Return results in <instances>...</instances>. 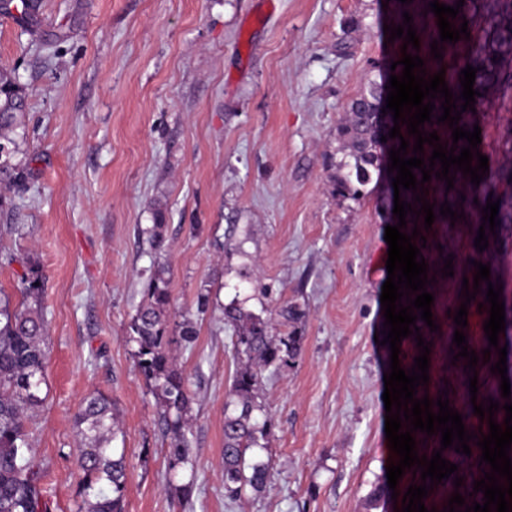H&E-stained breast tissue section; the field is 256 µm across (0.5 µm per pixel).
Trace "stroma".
Listing matches in <instances>:
<instances>
[{
  "instance_id": "obj_1",
  "label": "stroma",
  "mask_w": 512,
  "mask_h": 512,
  "mask_svg": "<svg viewBox=\"0 0 512 512\" xmlns=\"http://www.w3.org/2000/svg\"><path fill=\"white\" fill-rule=\"evenodd\" d=\"M383 0H41L39 24L27 30L0 14V72L15 77L26 108L12 137L21 180L0 191V289L12 292L28 269L44 280L47 354L44 405L35 412L34 459L45 469L49 512H78L75 480L83 443L74 416L83 398L112 401L120 431L113 442L127 469L126 512H368L375 486L395 454L385 433L383 376L390 348L376 344L388 277L386 226H393L390 179L360 199H340L332 177L336 127L365 79L385 84L401 41L384 32L393 13ZM490 0H464L469 39L441 45V63L460 73L469 43L485 36ZM489 170L473 201L457 200L440 179L429 202L463 210L436 217L422 254L434 281L427 290L437 331L429 382L418 395L437 399L478 432L473 401L500 400L501 377L476 366L478 392L459 374L451 348L459 307L468 310L469 349L486 347V311L463 305L462 280L488 264L512 313V224L496 227V245L477 251L476 230L488 199L512 203L500 173L512 165V88L476 99ZM166 211V248L140 234ZM452 276H442L445 257ZM165 267L170 312L196 314L210 286L217 303L197 316L193 348L179 351L190 382L191 508L178 503L167 471L160 409L126 340V328L151 273ZM273 289L272 297L257 287ZM283 330L280 300L304 313L295 364L265 374L258 421L273 468L265 493L234 504L224 498V405L240 362L221 307L234 296ZM417 337V338H420ZM417 338L402 339L401 367L413 365ZM424 454L441 450L456 464L461 487L442 479L424 504L442 512L454 492L483 478L479 446L464 455L424 437Z\"/></svg>"
}]
</instances>
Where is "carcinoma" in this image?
<instances>
[{
  "instance_id": "obj_1",
  "label": "carcinoma",
  "mask_w": 512,
  "mask_h": 512,
  "mask_svg": "<svg viewBox=\"0 0 512 512\" xmlns=\"http://www.w3.org/2000/svg\"><path fill=\"white\" fill-rule=\"evenodd\" d=\"M39 0H0V13L20 11L27 26L39 22ZM494 37L489 46L479 45V59L473 89L485 93L495 84L512 87V68L495 70L496 59L512 61V15L489 16ZM382 89L366 79L347 105L346 116L336 128L343 154L336 161L333 192L342 199L364 196L372 171L379 169L381 143L379 119ZM25 109V95L15 79L0 73V179L17 178L13 163L16 148L10 137ZM155 224L140 234L156 251L164 246L165 210L154 211ZM44 282L36 271L20 276L15 291L0 292V512H47L45 473L31 456L32 432L27 423L43 404L45 320L42 310ZM224 324L233 328V347L245 364L237 370L232 399L224 411V498L236 502L250 493L261 496L267 487L272 457L261 458L265 447L259 440L267 435V423H258L257 393L265 370L278 371L294 364L301 354L302 337L296 330L275 336L269 321L233 301L223 308ZM283 323L295 326L302 313L293 304L279 307ZM197 323L183 315H170V290L164 270L152 273L142 300L132 317L127 338L136 345L139 372L160 406L161 424L169 438L167 468L171 473L190 471L188 482L176 488L179 501L187 502L196 481L191 458L192 431L189 424L192 394L188 378L175 361L178 348L193 347ZM77 435L84 443L77 460L78 485L82 502L79 512H125L127 462L109 444L118 427L108 396L93 392L82 401L74 417Z\"/></svg>"
}]
</instances>
